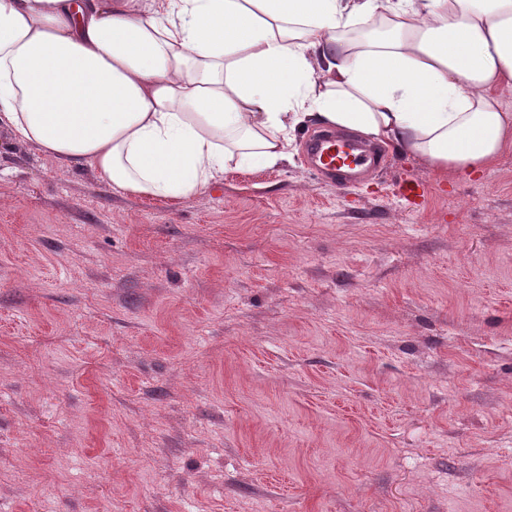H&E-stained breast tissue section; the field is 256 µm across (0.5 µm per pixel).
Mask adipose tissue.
I'll return each instance as SVG.
<instances>
[{"label": "adipose tissue", "mask_w": 512, "mask_h": 512, "mask_svg": "<svg viewBox=\"0 0 512 512\" xmlns=\"http://www.w3.org/2000/svg\"><path fill=\"white\" fill-rule=\"evenodd\" d=\"M512 0H0V123L174 199L301 124L473 175L512 143Z\"/></svg>", "instance_id": "ef3b65f1"}]
</instances>
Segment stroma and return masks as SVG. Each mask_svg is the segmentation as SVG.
<instances>
[{
  "label": "stroma",
  "instance_id": "stroma-1",
  "mask_svg": "<svg viewBox=\"0 0 512 512\" xmlns=\"http://www.w3.org/2000/svg\"><path fill=\"white\" fill-rule=\"evenodd\" d=\"M316 131L156 200L0 126V512H512V146L341 188Z\"/></svg>",
  "mask_w": 512,
  "mask_h": 512
}]
</instances>
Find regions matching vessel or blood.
I'll list each match as a JSON object with an SVG mask.
<instances>
[{
    "label": "vessel or blood",
    "instance_id": "1",
    "mask_svg": "<svg viewBox=\"0 0 512 512\" xmlns=\"http://www.w3.org/2000/svg\"><path fill=\"white\" fill-rule=\"evenodd\" d=\"M345 139L340 134H321L310 141L313 168L322 176L340 184L354 182L356 175H364L382 162L379 151L346 152Z\"/></svg>",
    "mask_w": 512,
    "mask_h": 512
}]
</instances>
